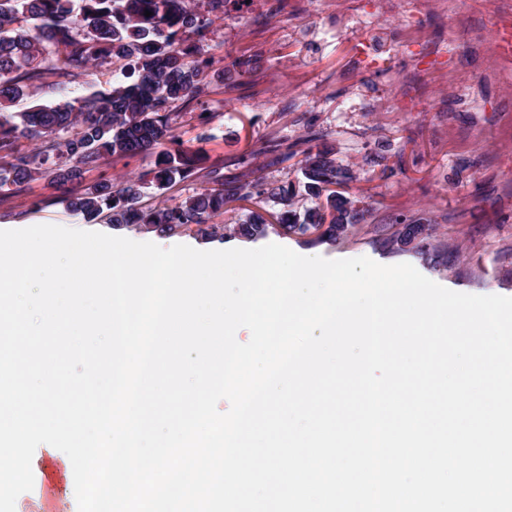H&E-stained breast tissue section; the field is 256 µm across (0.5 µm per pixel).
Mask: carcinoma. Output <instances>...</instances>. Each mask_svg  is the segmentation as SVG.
Returning <instances> with one entry per match:
<instances>
[{
	"label": "carcinoma",
	"instance_id": "carcinoma-1",
	"mask_svg": "<svg viewBox=\"0 0 512 512\" xmlns=\"http://www.w3.org/2000/svg\"><path fill=\"white\" fill-rule=\"evenodd\" d=\"M0 0V189L42 175L65 185L99 167L106 156H133L156 151L151 184L163 191L194 175L199 156L173 134L181 113L203 92V70L196 55L200 37L224 12V0H202L206 13L186 0ZM152 12L145 16L144 11ZM24 18L35 34L14 27ZM121 64L124 79L106 94H91L55 106H35L17 115L5 103L23 86H65L89 68L107 61ZM25 137L40 142V158L19 151ZM173 148H168V145ZM298 184L270 182L257 172L240 186L224 184L219 167L210 169L215 184L184 200L162 206L140 204L141 185L123 186L100 179L83 192L65 197L67 207L88 221L107 214L114 224H135L170 236L191 233L203 240L224 239V225L214 219L237 210L235 203L271 200L275 211L250 210L233 224L244 239H257L277 227L296 236L335 242L349 227L366 219L368 209L349 193L352 167L338 162L335 149L310 146L303 151ZM311 205L295 206L299 194ZM401 230L385 246L412 251L441 265L444 254L428 242L429 220L399 218Z\"/></svg>",
	"mask_w": 512,
	"mask_h": 512
}]
</instances>
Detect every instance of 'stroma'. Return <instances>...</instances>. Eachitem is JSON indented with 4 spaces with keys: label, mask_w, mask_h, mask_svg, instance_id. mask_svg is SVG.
Wrapping results in <instances>:
<instances>
[{
    "label": "stroma",
    "mask_w": 512,
    "mask_h": 512,
    "mask_svg": "<svg viewBox=\"0 0 512 512\" xmlns=\"http://www.w3.org/2000/svg\"><path fill=\"white\" fill-rule=\"evenodd\" d=\"M447 14L413 22L383 11L368 28H350L349 0H283L267 10L262 0H226L224 15L201 39L205 90L180 105L183 117L175 135L200 153L202 171L166 193L143 187L141 202L157 205L182 200L207 188L204 170L224 169V180L241 185L261 168L272 182L297 181L298 154L311 144H327L357 179L350 191L368 208L365 222L354 225L336 243H308L277 231L246 240L225 237V248L254 249L284 245L303 256L329 260L368 257L383 265L412 264L427 278L450 290L512 297V64L489 51L494 15L482 0H447ZM378 32L385 44L378 64H359L364 31ZM406 41L429 42L453 50L474 74L473 94L463 97L452 77L437 73L416 77L396 48ZM250 59L247 72L227 70L235 58ZM117 66L89 69L65 87L31 89L9 104L12 112L35 105L111 90ZM421 84L417 111L402 112L398 100L412 84ZM208 113L200 121L199 113ZM283 141L295 155L276 161L269 145ZM383 155L382 165L371 164ZM156 157H107L86 173L122 183L125 175L150 172ZM62 192L46 179L0 191V230L59 225L125 237L137 242L184 244L209 250L210 241L192 235L164 237L135 226H116L102 217L85 222L67 209ZM432 222L430 243L448 256L433 267L410 252L394 253L381 238L397 231L398 216ZM62 453L42 444L32 467L42 485L21 494L15 512H77L74 480L61 464Z\"/></svg>",
    "instance_id": "35a3bbf8"
}]
</instances>
